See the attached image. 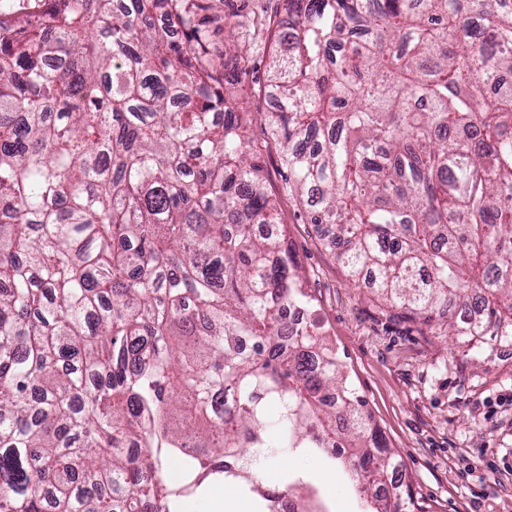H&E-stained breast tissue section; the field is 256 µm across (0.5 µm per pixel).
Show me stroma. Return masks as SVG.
Here are the masks:
<instances>
[{
	"instance_id": "stroma-1",
	"label": "stroma",
	"mask_w": 512,
	"mask_h": 512,
	"mask_svg": "<svg viewBox=\"0 0 512 512\" xmlns=\"http://www.w3.org/2000/svg\"><path fill=\"white\" fill-rule=\"evenodd\" d=\"M213 13L236 21L232 39L242 60L234 70L250 112L248 132L279 203L288 242L306 276V290L349 383L364 397L402 466V487L422 512H512V353L502 347L462 355L447 329L427 330L371 302L348 280L324 239L289 200L281 148L268 133L266 94L271 34L279 0H211ZM301 477L324 512H363L348 474L312 448L278 450L260 471L270 487ZM260 512L234 484L198 492L182 512Z\"/></svg>"
}]
</instances>
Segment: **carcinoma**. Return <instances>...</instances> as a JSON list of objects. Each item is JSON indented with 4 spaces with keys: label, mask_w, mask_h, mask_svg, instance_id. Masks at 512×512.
Wrapping results in <instances>:
<instances>
[{
    "label": "carcinoma",
    "mask_w": 512,
    "mask_h": 512,
    "mask_svg": "<svg viewBox=\"0 0 512 512\" xmlns=\"http://www.w3.org/2000/svg\"><path fill=\"white\" fill-rule=\"evenodd\" d=\"M282 2L288 196L382 305L512 345V0ZM210 10L0 12V512H179L226 481L312 512L300 482H260L273 448H341L370 512H414L316 320Z\"/></svg>",
    "instance_id": "obj_1"
}]
</instances>
